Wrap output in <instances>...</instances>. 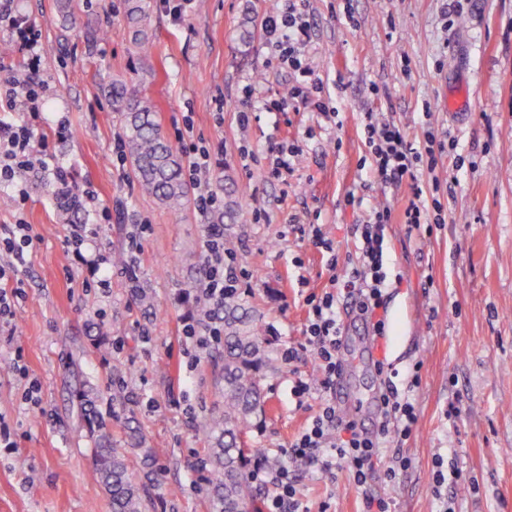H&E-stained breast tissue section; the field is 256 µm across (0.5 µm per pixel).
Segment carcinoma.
<instances>
[{"mask_svg":"<svg viewBox=\"0 0 512 512\" xmlns=\"http://www.w3.org/2000/svg\"><path fill=\"white\" fill-rule=\"evenodd\" d=\"M59 9L64 22L84 27L88 41L97 39L99 22L81 12L79 3L60 0ZM123 14L131 42L143 55H150L148 0H123ZM106 94L112 101V111L120 115L122 141L138 188L169 211L181 212L189 203L191 186L183 178L176 148L157 122L156 103L140 85L121 78L112 79ZM221 347V352L210 355V359L221 386L223 409L200 426V431L216 444L206 459L212 512H261L250 481L256 458L250 440L264 413L263 380L274 369V357L262 319L236 291L224 298ZM87 421L103 441L93 449L94 460L112 499V512H142L150 496L149 486L136 482L129 473L125 449L104 444L105 421L94 411L87 413Z\"/></svg>","mask_w":512,"mask_h":512,"instance_id":"carcinoma-1","label":"carcinoma"}]
</instances>
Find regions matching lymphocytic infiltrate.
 I'll use <instances>...</instances> for the list:
<instances>
[{"instance_id":"1","label":"lymphocytic infiltrate","mask_w":512,"mask_h":512,"mask_svg":"<svg viewBox=\"0 0 512 512\" xmlns=\"http://www.w3.org/2000/svg\"><path fill=\"white\" fill-rule=\"evenodd\" d=\"M14 2L0 0V23L6 26L16 56L24 61V73L19 78L11 76L0 80V185L14 187L25 174L40 172L64 186L70 179L69 172L58 162L48 140L33 138L35 129L52 123L50 113L44 110L49 84L40 73L39 37L34 28L17 15ZM263 35L274 58L294 74L287 98L264 100L263 109L278 113L304 109L329 120L335 119V111L317 95L319 83L303 54L310 38V21L296 0H286L282 9L264 19ZM17 110L25 112L24 124L10 121V113ZM364 133L370 164L382 181L395 185L405 183L411 190L403 222L413 228L429 220L441 223V216L428 214L429 209L439 208V200L429 199L416 176L418 165H425L432 171L438 164L434 130H427L423 142L417 143L409 140L399 125L370 112L366 115ZM392 222L391 208L371 209L361 224L357 263L343 275H331L328 287L321 293L308 294L304 299L308 308L304 338L288 347L285 357L292 362L307 352L314 355L318 379L312 383L297 381L294 394L299 398L317 395L319 409L283 449L284 462L280 467L270 471L263 462H255V475L265 478L273 487L272 494L264 502L265 512H311L291 474L292 468L313 466L331 474L341 464L346 465L361 492V512H392L389 500L367 490L366 485L369 478L378 473L384 480H392L397 467L407 466L408 461L403 457L397 465L383 466L382 450L390 442L400 443L410 437L416 421L414 403L408 395L386 387L379 396L381 421L375 431L367 432L356 422L340 417L332 396L336 378L342 370L339 298L353 300L358 313L371 323L375 335L385 334L383 313L388 283L384 250ZM31 241L30 226L22 220L13 225L7 237L0 238V250L15 258L14 263L0 264L1 333L13 329L18 297V291L13 287L18 279L15 262L22 259ZM207 251L203 294L212 307L220 308L224 305L225 293L239 287L242 275L234 263L224 258V229L221 225H209Z\"/></svg>"}]
</instances>
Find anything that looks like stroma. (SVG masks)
I'll use <instances>...</instances> for the list:
<instances>
[{
	"label": "stroma",
	"instance_id": "35a3bbf8",
	"mask_svg": "<svg viewBox=\"0 0 512 512\" xmlns=\"http://www.w3.org/2000/svg\"><path fill=\"white\" fill-rule=\"evenodd\" d=\"M173 19L149 0L155 48L142 62L129 42L121 0H88L108 19L107 34L87 44L84 30L63 25L58 0H17L37 30L41 64L57 94L45 105L67 128L53 146L76 186H93L72 220L57 215L51 178L26 183V198L1 188L0 227L25 220L33 243L18 266L22 292L12 337H0V418L12 447L0 446V512H112L95 470L81 393L93 397L112 438L127 450L137 481L151 489L145 512H211L207 471L198 459L210 446L198 426L219 407L205 352L182 334L196 322L207 219L195 208L175 214L140 195L130 167L113 150L121 126L104 93L112 78L140 84L160 106L171 140L191 133L223 172L219 199L232 206L227 238L253 278L242 293L261 315L274 353L302 334L304 298L329 284L330 257L343 268L357 260L356 224L376 205L401 214L408 186L385 184L365 165L363 126L377 112L421 140L428 127L449 133L467 164L456 178L448 160L420 169L424 186L440 180L444 223H396L384 251L388 269L385 359L378 373L369 338L350 300L339 302L341 340L348 347L339 378L347 400L342 417L365 428L376 422V400L387 382L410 392L417 411L401 447L408 468L374 481L394 512H437L451 498L456 512H512V0H462L456 25L449 0H307L311 23L306 59L322 82L320 96L337 117L315 112L255 111L236 122L241 89L279 97L292 74L271 67L262 34L239 41L244 15L254 23L281 0H178ZM298 145L286 181L264 179L272 149ZM356 205H348V196ZM267 217L255 221V209ZM94 224L86 247L107 256H135L138 283L113 265L108 291L97 288L67 240L72 224ZM145 225L138 252L134 225ZM321 225L334 253L316 249L310 229ZM315 381L312 355L268 374L265 414L252 444L272 456L287 446L317 407L297 402L295 377ZM418 385H411V378ZM457 406L458 417L448 415ZM150 448V467L130 433ZM461 479L436 484V460ZM312 507L358 512L360 494L346 467L334 478L315 468L295 472Z\"/></svg>",
	"mask_w": 512,
	"mask_h": 512
}]
</instances>
